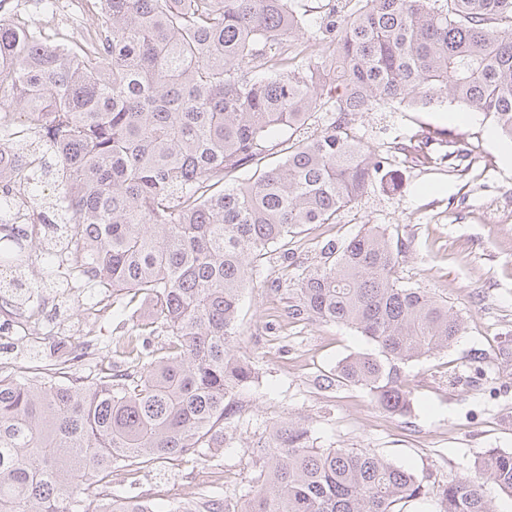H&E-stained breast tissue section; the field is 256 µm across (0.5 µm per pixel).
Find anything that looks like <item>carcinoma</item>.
Masks as SVG:
<instances>
[{
	"label": "carcinoma",
	"mask_w": 512,
	"mask_h": 512,
	"mask_svg": "<svg viewBox=\"0 0 512 512\" xmlns=\"http://www.w3.org/2000/svg\"><path fill=\"white\" fill-rule=\"evenodd\" d=\"M106 42H52L0 19V141L56 166L65 200L54 245L72 287L115 311L139 300L126 368L78 373L67 361L0 375V512H155L138 497H97L118 470L196 463L224 447L239 390L258 379L234 350L242 292L270 249L307 224H334L386 161L354 116L446 103L480 112L512 143V0H355L314 32L319 62L288 57L308 21L297 0H102ZM332 102L331 122L316 114ZM288 135L285 157L262 159ZM430 131L424 167L457 170L478 149ZM255 166L246 182L239 170ZM402 250L365 226L321 247L288 316L354 328L374 347L336 380L385 411L411 413L399 365L451 349L464 333L448 301L401 284ZM166 338L164 353L149 337ZM244 501L217 496L170 512H404L435 495L443 512H493L483 487L512 496V452L489 448L470 474L431 485L365 448H321L290 419L252 444Z\"/></svg>",
	"instance_id": "cac0c4a2"
}]
</instances>
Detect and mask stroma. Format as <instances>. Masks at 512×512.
I'll use <instances>...</instances> for the list:
<instances>
[{"mask_svg":"<svg viewBox=\"0 0 512 512\" xmlns=\"http://www.w3.org/2000/svg\"><path fill=\"white\" fill-rule=\"evenodd\" d=\"M364 142L387 157L376 181L335 223L310 224L295 234L288 258L269 253L240 303L236 348L259 370L255 385L239 393L228 425L232 447L197 464L162 472L121 473L113 490L135 495L167 512L176 488L195 496L241 501L252 471L250 442L287 418L305 421L317 446L366 448L430 483L469 473L489 448L512 451V165L486 135L490 121L467 118L453 107L401 112L383 107L357 115ZM444 129L478 145L480 161L463 172L414 165L408 149L420 129ZM387 226L402 243L400 275L408 288L447 299L465 331L450 350L403 366L413 407L405 416L382 410L368 391L328 385L338 362L372 346L354 329L288 316L296 280L320 261L326 241H344L363 225ZM97 301L84 289L59 298L45 327L61 333L51 350L79 345L78 324Z\"/></svg>","mask_w":512,"mask_h":512,"instance_id":"35a3bbf8","label":"stroma"}]
</instances>
